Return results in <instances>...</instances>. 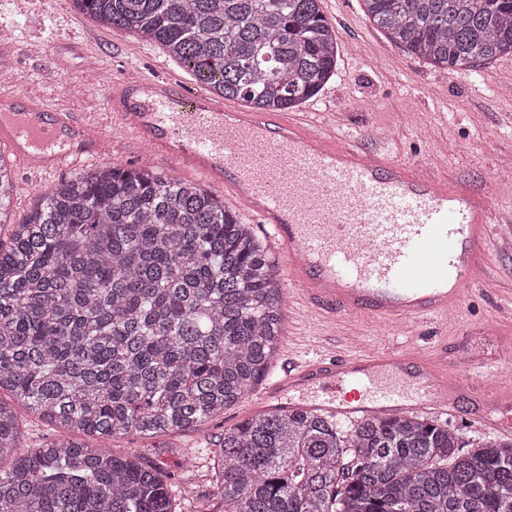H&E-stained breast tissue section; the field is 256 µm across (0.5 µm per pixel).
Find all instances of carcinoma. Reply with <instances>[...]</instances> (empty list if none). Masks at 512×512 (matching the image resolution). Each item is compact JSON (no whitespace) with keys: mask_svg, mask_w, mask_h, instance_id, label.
<instances>
[{"mask_svg":"<svg viewBox=\"0 0 512 512\" xmlns=\"http://www.w3.org/2000/svg\"><path fill=\"white\" fill-rule=\"evenodd\" d=\"M395 44L454 74L512 55V0H361ZM161 45L215 96L293 109L335 74L322 0H72ZM14 191L0 155V224ZM284 288L224 200L147 168L95 166L41 193L0 241V391L63 432L21 445L0 398V512H180L159 465L107 441L197 431L278 355ZM194 512H512V438L467 448L415 414L345 430L309 409L224 430Z\"/></svg>","mask_w":512,"mask_h":512,"instance_id":"obj_1","label":"carcinoma"}]
</instances>
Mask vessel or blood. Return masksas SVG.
Instances as JSON below:
<instances>
[{"mask_svg":"<svg viewBox=\"0 0 512 512\" xmlns=\"http://www.w3.org/2000/svg\"><path fill=\"white\" fill-rule=\"evenodd\" d=\"M107 105L132 143L229 187L288 256L287 281L306 303L339 318L440 321L458 308L487 253L492 201L419 163L369 153L304 130L279 112L231 110L178 81L136 75L112 85ZM0 144L32 173L102 156L105 138L78 112L23 93L0 94ZM448 346L285 360L264 395L270 410L295 394L348 420L455 403Z\"/></svg>","mask_w":512,"mask_h":512,"instance_id":"b4317fda","label":"vessel or blood"}]
</instances>
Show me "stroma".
<instances>
[{"mask_svg":"<svg viewBox=\"0 0 512 512\" xmlns=\"http://www.w3.org/2000/svg\"><path fill=\"white\" fill-rule=\"evenodd\" d=\"M326 17L336 29L337 72L324 91L288 110L302 128L325 118L337 137L351 139L364 150L378 149L372 129L390 131L392 155L415 162L430 161L436 172L493 194L496 208L512 209V180H497L499 169L512 166V92L503 91L498 74L512 68V56L493 60L473 75L434 69L392 43L385 32L364 17L359 0H323ZM10 39L0 42V92H25L39 101L81 112L105 130L108 147L102 160L116 168H149L171 174L169 163L148 148H128L112 126L106 103L107 85L84 87L90 73L103 71L110 82L136 72L180 79L198 89L194 76L155 43L98 26L76 12L70 0H0V27ZM364 349H413L433 339V323L382 325L367 315L353 319ZM333 326L323 315L308 312L302 299H287L282 350L313 355L322 335ZM449 343L476 354H490L512 344V245L488 243V262L472 292L442 329ZM281 373L273 362L268 373L223 415L194 432L154 438L135 435L112 438L114 453L137 452L158 460L169 471L172 489L184 512H193L199 497L211 490L213 463L225 428L257 413V395ZM483 406L463 397L457 411L439 414V421L460 428L467 441L490 437L474 420L476 409L495 416L499 399L512 395V381L480 386ZM196 468L184 474L186 460Z\"/></svg>","mask_w":512,"mask_h":512,"instance_id":"35a3bbf8","label":"stroma"}]
</instances>
